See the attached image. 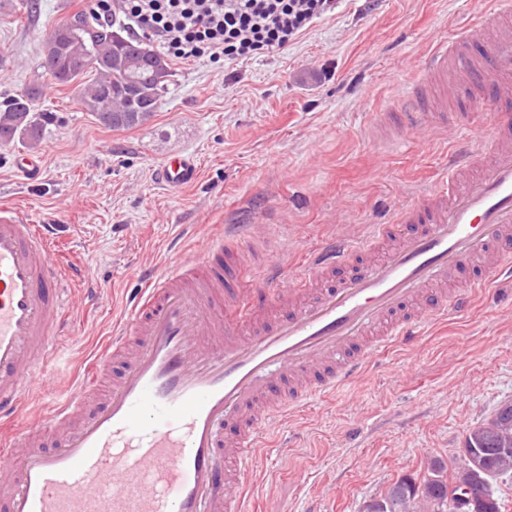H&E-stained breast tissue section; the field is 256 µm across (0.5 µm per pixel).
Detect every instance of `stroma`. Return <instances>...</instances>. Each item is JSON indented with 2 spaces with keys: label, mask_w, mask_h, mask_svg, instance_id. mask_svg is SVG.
I'll return each mask as SVG.
<instances>
[{
  "label": "stroma",
  "mask_w": 512,
  "mask_h": 512,
  "mask_svg": "<svg viewBox=\"0 0 512 512\" xmlns=\"http://www.w3.org/2000/svg\"><path fill=\"white\" fill-rule=\"evenodd\" d=\"M96 2L0 0V97L40 82L49 115L38 174L16 170L24 146L0 145V206L59 225L51 258L87 268L69 298L71 333L57 337L43 388L24 404L22 433L75 388L144 271L202 263L221 226L250 224L243 253L295 274L324 238L363 236L431 183L453 132L417 134L392 153L379 129L435 41L491 4L343 0L278 57L226 70L172 62L152 120L112 130L43 67L54 26ZM176 154L193 156L200 176L170 190L157 171ZM499 282L420 344L375 357L358 381L296 413L302 441L258 449L243 474L244 512H362L400 475L452 460L473 427L512 402V275Z\"/></svg>",
  "instance_id": "35a3bbf8"
}]
</instances>
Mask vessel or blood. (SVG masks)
Wrapping results in <instances>:
<instances>
[{"mask_svg": "<svg viewBox=\"0 0 512 512\" xmlns=\"http://www.w3.org/2000/svg\"><path fill=\"white\" fill-rule=\"evenodd\" d=\"M482 38L478 61L469 46ZM452 73L512 106V0L436 41L401 89L385 130L394 145L456 131L433 186L362 238L323 240L293 278L276 263L225 267L240 251L229 224L211 239L206 268L144 272L100 353L102 366L123 361L105 396L97 377L84 379L47 418L66 427L55 447L28 432L0 449V512H241V476L272 425L347 387L372 356L418 344L427 325L468 311L512 271V127L450 111ZM198 175L183 154L159 169L173 189ZM55 230L0 210V422L40 386L35 367L62 333L69 279L50 258ZM245 280L305 296L260 325L252 308L221 321L224 289Z\"/></svg>", "mask_w": 512, "mask_h": 512, "instance_id": "obj_1", "label": "vessel or blood"}]
</instances>
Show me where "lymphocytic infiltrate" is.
Returning <instances> with one entry per match:
<instances>
[{
  "label": "lymphocytic infiltrate",
  "mask_w": 512,
  "mask_h": 512,
  "mask_svg": "<svg viewBox=\"0 0 512 512\" xmlns=\"http://www.w3.org/2000/svg\"><path fill=\"white\" fill-rule=\"evenodd\" d=\"M339 0H99V16L120 12L131 33L151 37L172 60L228 65L275 57Z\"/></svg>",
  "instance_id": "lymphocytic-infiltrate-1"
}]
</instances>
